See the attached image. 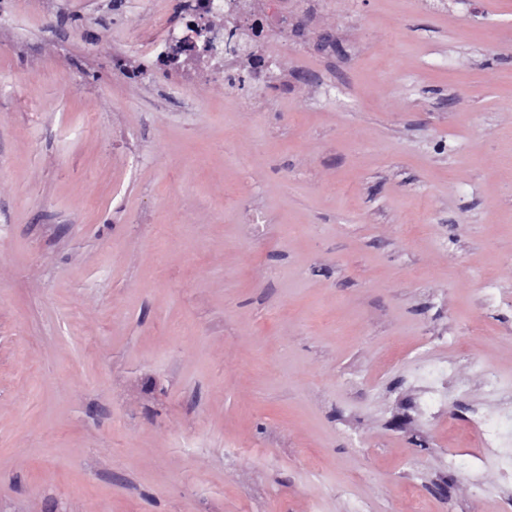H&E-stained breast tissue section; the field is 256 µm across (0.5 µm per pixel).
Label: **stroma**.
<instances>
[{
    "instance_id": "stroma-1",
    "label": "stroma",
    "mask_w": 512,
    "mask_h": 512,
    "mask_svg": "<svg viewBox=\"0 0 512 512\" xmlns=\"http://www.w3.org/2000/svg\"><path fill=\"white\" fill-rule=\"evenodd\" d=\"M323 4L233 99L141 0H0V512H512L462 474L512 381V0ZM453 366L448 363H439L424 366L416 374V380L423 385V395L419 401L424 414L433 416L437 414L448 396L451 394V375Z\"/></svg>"
}]
</instances>
